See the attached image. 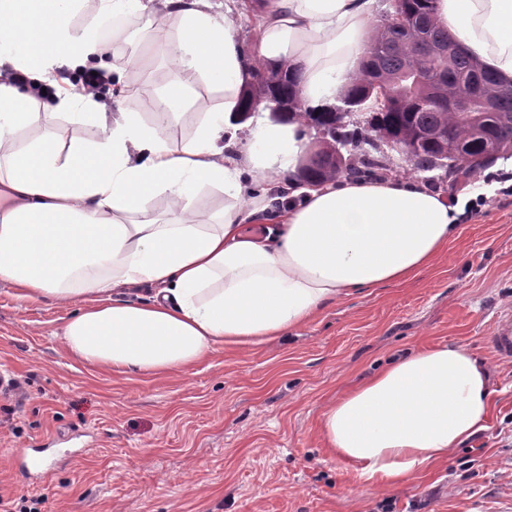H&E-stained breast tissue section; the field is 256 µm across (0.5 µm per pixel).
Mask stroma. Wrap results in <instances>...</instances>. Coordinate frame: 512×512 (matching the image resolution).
Returning a JSON list of instances; mask_svg holds the SVG:
<instances>
[{
	"label": "stroma",
	"mask_w": 512,
	"mask_h": 512,
	"mask_svg": "<svg viewBox=\"0 0 512 512\" xmlns=\"http://www.w3.org/2000/svg\"><path fill=\"white\" fill-rule=\"evenodd\" d=\"M237 38L254 73L263 11L238 10ZM140 54L143 91L127 105L144 111L158 83L174 78L161 47H111L124 68ZM393 170L459 207V228L430 268L408 282L333 302L294 333L262 345L222 348L172 378L141 380L71 358L60 338L72 313L48 299H21L0 282V370L18 382L0 397V500L27 512H512V362L488 342L512 313V157L467 185L443 171L415 172L387 150ZM297 172L252 183L271 206L251 233L282 221L277 196L301 187ZM487 205H478V198ZM461 344L493 368L486 426L447 461L396 487L360 475L325 448L324 405L414 348ZM23 448L58 461L51 478L11 465Z\"/></svg>",
	"instance_id": "obj_1"
}]
</instances>
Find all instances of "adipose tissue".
<instances>
[{"instance_id":"1","label":"adipose tissue","mask_w":512,"mask_h":512,"mask_svg":"<svg viewBox=\"0 0 512 512\" xmlns=\"http://www.w3.org/2000/svg\"><path fill=\"white\" fill-rule=\"evenodd\" d=\"M176 27L165 50L179 72L221 87L224 107L203 113L190 139L170 145L159 123L103 112L70 94L37 111L28 89L0 84V282L20 297L73 306L61 341L88 365L120 375L175 376L220 347L263 344L293 332L336 299L401 284L430 267L457 224V208L401 182H343L305 192L267 235L243 226L266 210L244 200L241 176L293 171L305 142L301 118L265 121L238 139L251 80L232 8L211 0H161ZM375 0H269L259 54L288 62L306 108L338 104L359 69ZM150 0H102L146 40ZM81 0H0V66L50 84L56 68L88 67L103 44L71 22ZM436 20L465 54L512 82V0H435ZM51 38L15 49L18 22ZM75 119L97 138L61 153L52 140L9 143L32 124ZM107 166L97 170L96 159ZM209 188L224 206L208 221L188 205ZM185 201L149 215V197ZM149 285L144 302L119 288ZM487 365L460 345L401 356L328 402V448L361 474L393 484L452 454L491 412Z\"/></svg>"}]
</instances>
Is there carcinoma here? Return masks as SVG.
<instances>
[{
  "instance_id": "cac0c4a2",
  "label": "carcinoma",
  "mask_w": 512,
  "mask_h": 512,
  "mask_svg": "<svg viewBox=\"0 0 512 512\" xmlns=\"http://www.w3.org/2000/svg\"><path fill=\"white\" fill-rule=\"evenodd\" d=\"M393 12L411 19V34L440 55L428 68L407 48L384 46V33L376 28L349 89L352 111L309 115L329 140L308 156L304 182L319 186L340 173L376 175L382 169L378 155L394 143L404 147L413 170L443 169L454 183H465L497 159L512 157V86L459 50L444 53L448 34L435 20L434 0H394ZM374 78L387 85V103L373 104L362 119L356 113L372 100L368 86ZM269 81L280 97L295 98L293 73L279 77L272 69L259 87ZM343 148L352 150L354 159L346 161Z\"/></svg>"
}]
</instances>
